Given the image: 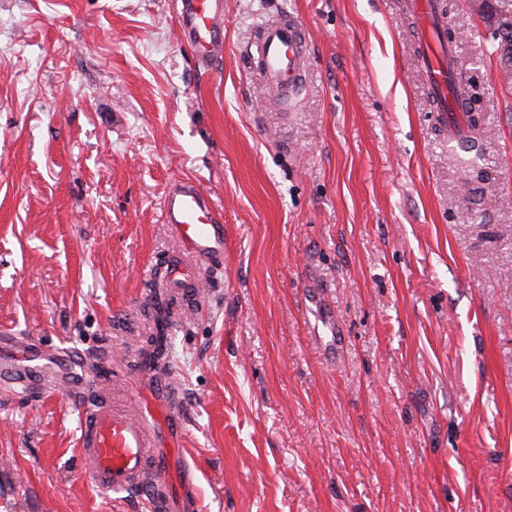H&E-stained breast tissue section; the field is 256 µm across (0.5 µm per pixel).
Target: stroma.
Returning a JSON list of instances; mask_svg holds the SVG:
<instances>
[{
    "mask_svg": "<svg viewBox=\"0 0 512 512\" xmlns=\"http://www.w3.org/2000/svg\"><path fill=\"white\" fill-rule=\"evenodd\" d=\"M483 144H448L403 0H224L198 64L175 0H0V331L84 356L87 394L150 399L148 286L196 181L222 271L170 318L184 512H512V77L445 0ZM311 56L282 107L259 25ZM71 393L0 382V512H146L97 487ZM253 73L260 84L281 99H291L302 88L310 45L298 17L281 13L265 21L256 32Z\"/></svg>",
    "mask_w": 512,
    "mask_h": 512,
    "instance_id": "stroma-1",
    "label": "stroma"
}]
</instances>
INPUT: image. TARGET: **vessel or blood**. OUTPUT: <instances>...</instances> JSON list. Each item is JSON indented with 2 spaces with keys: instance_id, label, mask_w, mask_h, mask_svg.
<instances>
[{
  "instance_id": "vessel-or-blood-1",
  "label": "vessel or blood",
  "mask_w": 512,
  "mask_h": 512,
  "mask_svg": "<svg viewBox=\"0 0 512 512\" xmlns=\"http://www.w3.org/2000/svg\"><path fill=\"white\" fill-rule=\"evenodd\" d=\"M405 10L416 26L415 62L431 94L433 111L443 113V125L451 142L470 145V124L457 119L463 111L460 98L449 97L450 75L457 66L447 47L448 13L441 0H405ZM224 0H180L178 28L198 51L201 64H208L224 52ZM256 54L252 69L270 93L289 99L302 88L310 45L303 24L292 14L281 13L265 21L256 32ZM164 219L176 233L187 254L197 263L217 265L224 257V226L212 208L210 196L193 181L174 185L164 200ZM196 263V265H197ZM196 265L176 264L167 268L164 279L173 288H193L198 283ZM56 367L66 381H73V355L47 353L33 343L18 350L14 364L0 365V380L26 386L43 368ZM164 401L162 410L131 399L122 407L109 404L86 411L80 437L85 470L94 483L113 493L137 491L151 498L153 512H176L171 495L155 497V487L168 484L171 453L160 447L154 426L159 421L181 424L175 411L179 399L175 388L157 391Z\"/></svg>"
}]
</instances>
